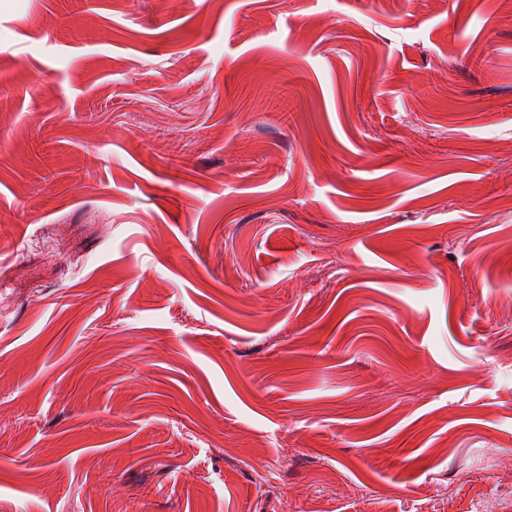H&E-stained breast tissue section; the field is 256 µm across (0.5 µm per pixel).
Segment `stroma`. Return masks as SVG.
<instances>
[{"label":"stroma","instance_id":"obj_1","mask_svg":"<svg viewBox=\"0 0 512 512\" xmlns=\"http://www.w3.org/2000/svg\"><path fill=\"white\" fill-rule=\"evenodd\" d=\"M0 512H512V0H0Z\"/></svg>","mask_w":512,"mask_h":512}]
</instances>
